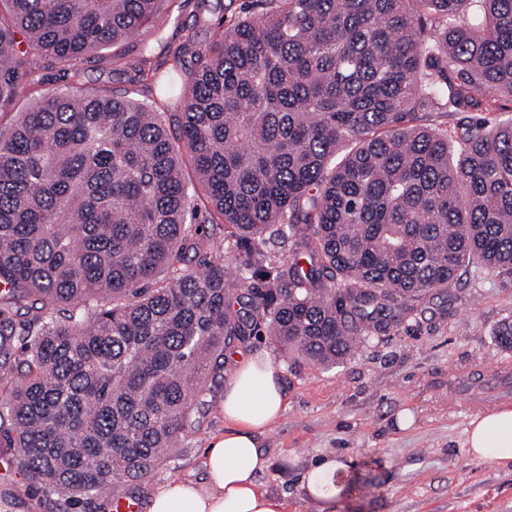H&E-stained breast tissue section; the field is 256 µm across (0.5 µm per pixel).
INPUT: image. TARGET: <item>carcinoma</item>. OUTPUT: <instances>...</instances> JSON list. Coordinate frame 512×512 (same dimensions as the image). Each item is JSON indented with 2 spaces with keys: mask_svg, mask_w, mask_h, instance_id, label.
<instances>
[{
  "mask_svg": "<svg viewBox=\"0 0 512 512\" xmlns=\"http://www.w3.org/2000/svg\"><path fill=\"white\" fill-rule=\"evenodd\" d=\"M179 2L0 0V112ZM152 78L177 111L72 87L0 132V422L66 512L148 484L229 346L334 368L463 268L512 274V115L484 116L512 101V0H251Z\"/></svg>",
  "mask_w": 512,
  "mask_h": 512,
  "instance_id": "obj_1",
  "label": "carcinoma"
}]
</instances>
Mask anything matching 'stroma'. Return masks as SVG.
<instances>
[{
    "instance_id": "35a3bbf8",
    "label": "stroma",
    "mask_w": 512,
    "mask_h": 512,
    "mask_svg": "<svg viewBox=\"0 0 512 512\" xmlns=\"http://www.w3.org/2000/svg\"><path fill=\"white\" fill-rule=\"evenodd\" d=\"M242 0H210L204 21H197L193 0H183L164 24L162 37L144 33L150 59L166 60L170 47L208 42L219 24L231 23ZM107 61L89 57L82 76L53 68L40 71L35 93L72 85L87 90L147 98L150 81L108 72ZM512 318V275L462 272L450 295H430L415 320L379 340L363 344L334 369L293 359L269 337L254 336L228 351L224 372L211 385L208 405L195 428L155 471L145 491L136 493L138 512L174 479L206 478L203 455L222 434L224 386L239 356L267 352L282 370L284 409L260 438L269 465L260 476L263 489L285 500L287 512H320L319 502L301 488V478L316 462L341 456L351 473L373 480L355 501L338 512H512V471L470 457L464 443L473 417L465 402L448 403V374L492 366L511 354L494 343L493 331ZM0 446V512H61L22 472L5 463Z\"/></svg>"
}]
</instances>
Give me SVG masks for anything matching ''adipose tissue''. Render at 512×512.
<instances>
[{"label":"adipose tissue","instance_id":"adipose-tissue-1","mask_svg":"<svg viewBox=\"0 0 512 512\" xmlns=\"http://www.w3.org/2000/svg\"><path fill=\"white\" fill-rule=\"evenodd\" d=\"M283 405L281 371L265 352L243 360L224 387V419L230 428L205 450L203 483L174 479L152 498L149 512H286L283 500L256 481L268 466L259 437L277 420ZM466 446L473 459L512 469V407L503 406L470 421ZM350 463L326 459L302 479L303 489L326 512L347 496Z\"/></svg>","mask_w":512,"mask_h":512}]
</instances>
